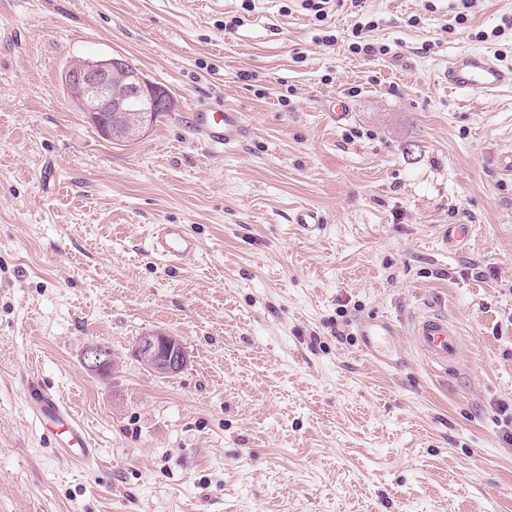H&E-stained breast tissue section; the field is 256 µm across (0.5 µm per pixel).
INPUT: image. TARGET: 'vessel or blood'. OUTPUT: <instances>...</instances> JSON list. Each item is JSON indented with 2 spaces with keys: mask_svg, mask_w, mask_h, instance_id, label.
Here are the masks:
<instances>
[{
  "mask_svg": "<svg viewBox=\"0 0 512 512\" xmlns=\"http://www.w3.org/2000/svg\"><path fill=\"white\" fill-rule=\"evenodd\" d=\"M448 88L472 97L495 95L512 87V65H502L494 56L481 51H464L448 61ZM196 131L202 140L213 146L238 142L245 134L241 113L224 108L222 104L201 105L195 110ZM198 240L181 224L156 225L152 252L167 263H177L196 254ZM360 349L370 360L394 370L401 360L395 354L396 342L405 335L412 336L416 347L431 366L445 370L459 361L461 333L447 315L431 311L415 317L412 322L383 315L360 318L356 323ZM36 418L62 427L64 436L57 448L69 459L95 462L98 453L93 448L84 426L69 407L59 403L51 394L34 392L28 402Z\"/></svg>",
  "mask_w": 512,
  "mask_h": 512,
  "instance_id": "1",
  "label": "vessel or blood"
}]
</instances>
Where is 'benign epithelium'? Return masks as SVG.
<instances>
[{
    "instance_id": "obj_1",
    "label": "benign epithelium",
    "mask_w": 512,
    "mask_h": 512,
    "mask_svg": "<svg viewBox=\"0 0 512 512\" xmlns=\"http://www.w3.org/2000/svg\"><path fill=\"white\" fill-rule=\"evenodd\" d=\"M65 79L73 102L90 123L95 125L103 114H108L110 123L103 137L109 140L140 137L149 130L156 113L174 108L171 93L150 81L122 55L76 59L68 65ZM133 355L161 378L179 374L189 363L182 341L162 330L140 336ZM81 362L90 375L101 378L108 377L117 367L111 350L95 342L85 348Z\"/></svg>"
}]
</instances>
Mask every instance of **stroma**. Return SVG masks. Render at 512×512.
Listing matches in <instances>:
<instances>
[{"label": "stroma", "instance_id": "1", "mask_svg": "<svg viewBox=\"0 0 512 512\" xmlns=\"http://www.w3.org/2000/svg\"><path fill=\"white\" fill-rule=\"evenodd\" d=\"M454 5L334 0L320 25L290 0H0V512H512V89L443 81L461 51L512 63V31L491 34L512 0L452 29ZM360 13L386 54L349 52ZM118 54L176 101L129 142L61 83ZM216 101L246 125L223 149L194 128ZM157 224L198 253L158 260ZM452 224L470 232L451 253ZM427 305L460 329L457 369L409 336L400 371L361 353L358 317ZM154 329L181 373L133 357ZM94 341L109 379L81 364ZM32 383L102 465L62 458ZM133 355L144 368L161 378L179 374L189 363V355L182 341L162 330L149 331L140 336ZM104 345V344H103ZM92 342L84 350L82 355V365L84 369L92 376L106 378L117 367V359L112 357V350L109 346Z\"/></svg>", "mask_w": 512, "mask_h": 512}]
</instances>
